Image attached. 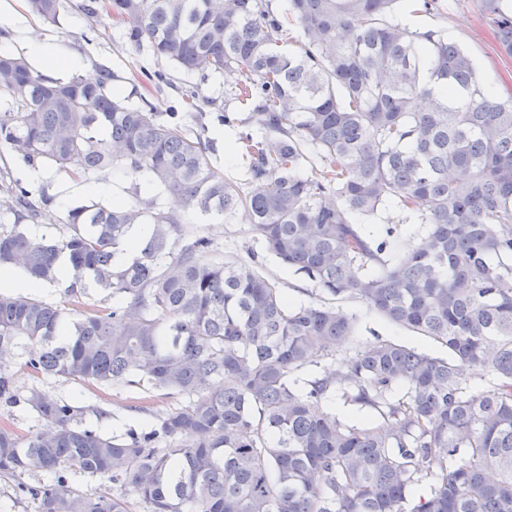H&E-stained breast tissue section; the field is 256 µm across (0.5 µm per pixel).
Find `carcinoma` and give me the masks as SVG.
<instances>
[{
  "label": "carcinoma",
  "instance_id": "cac0c4a2",
  "mask_svg": "<svg viewBox=\"0 0 512 512\" xmlns=\"http://www.w3.org/2000/svg\"><path fill=\"white\" fill-rule=\"evenodd\" d=\"M55 23L64 0H28ZM107 0L130 41L187 72L238 70L248 128L231 152L250 190L219 175L207 148L132 105L104 70L48 80L0 55V145L32 166L91 175L119 168L136 202L68 209L62 238L0 224V269L44 287L70 262L68 300L98 290L120 303L78 311L0 293V357L32 379L144 386L190 399L124 435L99 416L0 370V404L48 423H0V477L37 512H512V99L478 79L439 28L405 15L438 0ZM512 55V3L479 0ZM307 40L294 52L278 49ZM319 176L304 173L306 151ZM147 182L157 195L139 197ZM10 210L32 213L24 188ZM389 208L424 226L401 256L360 223ZM248 212L256 240L334 297L448 349V358L379 340L297 390L291 375L345 348L353 320L293 306L252 264L215 261L183 213ZM136 225L147 228L134 239ZM130 251V261L118 254ZM492 374L471 391L464 368ZM337 391L383 419L350 425L323 407ZM103 490L87 494L75 475Z\"/></svg>",
  "mask_w": 512,
  "mask_h": 512
}]
</instances>
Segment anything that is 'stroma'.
<instances>
[{
	"label": "stroma",
	"mask_w": 512,
	"mask_h": 512,
	"mask_svg": "<svg viewBox=\"0 0 512 512\" xmlns=\"http://www.w3.org/2000/svg\"><path fill=\"white\" fill-rule=\"evenodd\" d=\"M89 0H67L57 23L49 24L15 0H0V10L13 13L14 20L0 24V53L23 56L26 37L49 38L66 45L70 55L91 66L93 71L109 70L112 86L121 96L138 103L153 104L160 121L176 126L185 136L208 147V156L220 175L242 181L240 162L230 145L241 129L224 123V106L240 79L238 71L202 75L183 71L157 58L146 48L133 45L123 24L105 15L93 16L85 6ZM443 8L433 14H415L407 21L416 27H440L472 57L481 81L500 99L512 98V56L501 52L494 31L478 8V0H442ZM92 182L103 184V191H80L81 177L49 167L30 168L8 149L0 148V199L5 190L21 185L36 209V223L55 237L65 234L66 211L79 203L111 204L118 199L131 200V182L121 170L92 175ZM188 227L212 239L217 260L232 258L241 262L255 260L257 268L276 280L283 294L294 305L328 304L353 317L355 333L346 349L354 355L378 340H388L419 350L445 356L438 343L396 326L358 299L325 294L307 275L281 266L255 239L244 213L238 212L214 220L198 212L186 216ZM421 225L401 220L398 212L381 214L371 231L376 241L387 244L390 253L400 254L415 243ZM41 388L74 401L77 405H97L109 416L97 421V428L109 434L124 433L141 414H163L187 406L183 396L150 395L124 384L100 388L94 384L64 378H44Z\"/></svg>",
	"instance_id": "stroma-1"
}]
</instances>
